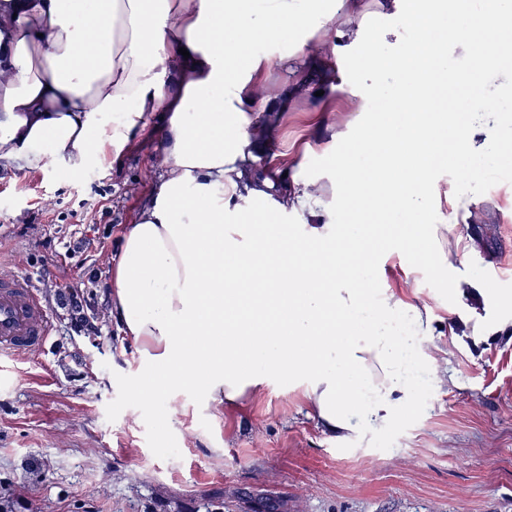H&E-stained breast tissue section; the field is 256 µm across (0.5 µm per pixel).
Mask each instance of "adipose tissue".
I'll return each mask as SVG.
<instances>
[{
	"mask_svg": "<svg viewBox=\"0 0 512 512\" xmlns=\"http://www.w3.org/2000/svg\"><path fill=\"white\" fill-rule=\"evenodd\" d=\"M385 3L402 26L423 30L448 8ZM304 21L295 0H0V159L77 172L128 151L147 117L165 113L154 199L124 225L112 268V314L150 369L143 396L198 384L207 405H237L263 390L249 368L261 355L269 372L302 379L308 411L345 442L414 408L407 344L390 325L408 317L427 336L435 317L411 289L369 288L352 274L341 258L360 253L370 228L329 217L376 200L402 218L390 249L459 291L441 246L447 225L414 214L423 198L452 197L433 172L449 150L474 146L456 103L433 93L448 42L470 36L451 31L385 56L368 44L357 0H336L306 53L275 63L254 53L256 37ZM349 50L371 77L405 78L355 146L373 165L342 153L329 179L276 186L275 172L254 164L269 115L307 95L298 67ZM114 112L122 123L111 124ZM298 211L306 224L267 221Z\"/></svg>",
	"mask_w": 512,
	"mask_h": 512,
	"instance_id": "ef3b65f1",
	"label": "adipose tissue"
}]
</instances>
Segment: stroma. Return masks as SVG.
Wrapping results in <instances>:
<instances>
[{
    "instance_id": "obj_1",
    "label": "stroma",
    "mask_w": 512,
    "mask_h": 512,
    "mask_svg": "<svg viewBox=\"0 0 512 512\" xmlns=\"http://www.w3.org/2000/svg\"><path fill=\"white\" fill-rule=\"evenodd\" d=\"M366 38L399 53L395 18L378 0H360ZM321 5L304 28L259 39L258 55L277 61L316 38ZM340 68L348 84L369 85L386 108L403 86L359 71L354 54ZM299 78L309 96L281 101L264 160L294 157V175L327 174L337 153L363 133L372 114L348 93ZM325 109L327 123L312 115ZM162 113H152L117 162L78 172L20 167L0 160V263L29 277L53 323L46 350L0 362V505L6 512H256L254 495L278 497L288 512H512V183L454 204L426 201L415 218L451 224L475 248L455 258L462 294L438 286L432 268L405 273L398 260L358 268L375 288L410 284L433 306L424 346L437 381L416 378L414 412L387 431L352 442L323 434L301 390L270 375L262 394L241 407H204L192 388L156 403L142 398L145 366L112 317L108 284L124 225L147 206L160 174ZM343 142L333 143L332 131ZM92 292L99 334L72 329L63 304Z\"/></svg>"
}]
</instances>
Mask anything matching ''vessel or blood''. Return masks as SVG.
<instances>
[{
  "instance_id": "1",
  "label": "vessel or blood",
  "mask_w": 512,
  "mask_h": 512,
  "mask_svg": "<svg viewBox=\"0 0 512 512\" xmlns=\"http://www.w3.org/2000/svg\"><path fill=\"white\" fill-rule=\"evenodd\" d=\"M52 319L31 279L0 265V354L26 356L45 349Z\"/></svg>"
}]
</instances>
